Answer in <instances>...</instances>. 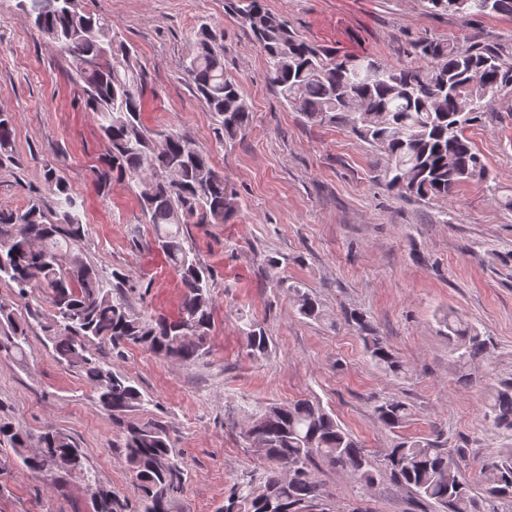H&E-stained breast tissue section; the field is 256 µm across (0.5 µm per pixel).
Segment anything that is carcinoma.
I'll list each match as a JSON object with an SVG mask.
<instances>
[{
  "label": "carcinoma",
  "instance_id": "carcinoma-1",
  "mask_svg": "<svg viewBox=\"0 0 512 512\" xmlns=\"http://www.w3.org/2000/svg\"><path fill=\"white\" fill-rule=\"evenodd\" d=\"M425 2L433 14L512 17V0ZM232 5L264 53L270 83L281 98L308 120L343 126L382 152L387 190L404 198L446 201L464 182H488L486 163L465 129L512 85V66L495 48L419 36L410 43L414 61L394 67L371 56H338L311 45L265 0H232ZM17 8L64 54L85 108L98 117L108 158L93 170L94 184L104 190L116 177L127 180L151 226L146 245L161 251L178 274L182 302L175 317L134 311L127 299V289L134 288L129 276L118 270L109 275L84 257L82 203L57 170L45 166L52 206L36 199L23 211L0 208V282L19 299L39 291L53 315L0 299V361L25 362L29 336L38 330L52 344L55 358L94 388L98 405L122 435L124 462L138 480L136 510L101 484L84 450L62 431L43 433L34 448L26 427L0 417V447L12 450L10 465L50 478L58 491L81 482L92 512H169L184 488V462L163 422L133 419L149 400L92 347L135 344L185 363L207 352L214 323L213 275L186 233L190 224L226 223L236 195L188 135L145 129L142 73L111 19L86 9L85 0H17ZM183 68L217 128L225 138H235L248 125L249 107L240 80L224 71V52L209 24L196 30ZM16 163L14 117L0 112V169ZM271 278L286 287L301 315L323 316L307 287L287 285L275 274ZM347 319L357 325L377 367L396 377L405 373L403 361L363 314L351 311ZM442 326L458 362L470 365L489 356V341L476 327L452 313L443 316ZM244 334L251 355L265 353L268 336L260 324L245 321ZM374 412L394 429L411 417L409 405L398 399L377 402ZM484 420L512 432V381L494 391ZM247 422L251 428L243 437L268 466L234 484L219 512H313L325 498L324 485L314 475L321 461L353 473L367 487L388 475L439 512H493V500L512 498V449L486 459V487L476 495L460 477L454 456L436 441L404 439L374 465L315 398L268 405L247 415Z\"/></svg>",
  "mask_w": 512,
  "mask_h": 512
}]
</instances>
